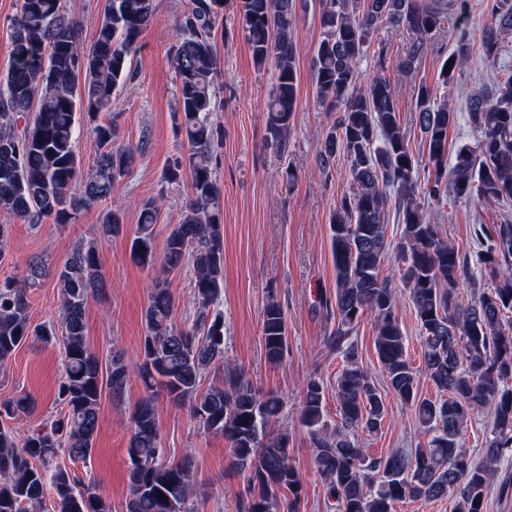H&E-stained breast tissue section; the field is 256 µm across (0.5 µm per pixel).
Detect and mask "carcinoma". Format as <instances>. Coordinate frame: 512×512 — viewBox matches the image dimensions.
Listing matches in <instances>:
<instances>
[{"label": "carcinoma", "instance_id": "obj_1", "mask_svg": "<svg viewBox=\"0 0 512 512\" xmlns=\"http://www.w3.org/2000/svg\"><path fill=\"white\" fill-rule=\"evenodd\" d=\"M231 3L259 69L272 66L275 83L266 103L271 145H286L297 100L295 0H188L180 17L186 36L176 45L179 80L176 113L186 152L165 171L175 184L188 173L191 196L178 224L155 248L160 201L138 204L139 222L131 257L150 267L157 259L170 271L192 269L194 324L179 328L167 280L157 279L144 311L140 361L130 365L116 349L106 372L85 336V308L105 287L97 248L80 246L60 270V328L64 347L58 396L66 412L33 430L19 443L0 425V512H28L54 491L53 512H112L77 471L53 465L59 453L72 461L90 458L103 390L122 394L137 378L147 395L135 406L127 448L126 512H194L196 483L190 457L172 459L158 425L159 397L186 405L205 431L229 442L233 464L247 476L244 512H300L302 484L292 463L290 435L274 429L284 406L276 392H260L242 372L225 365L224 316L212 309L224 288L222 188L214 169L222 142L216 111L217 51L214 30ZM323 29L313 59L316 94L338 112L318 151L328 167L343 155L350 187L333 210L329 227L336 269V329L325 338L328 350L345 358L335 393L341 426L325 424V386L318 374L304 386L299 422L308 430L315 465L336 512H396L398 503L446 500L451 512H483L485 496L499 466L512 460V223L480 226L488 286L465 300L460 279L470 271L468 257L444 240L427 221V201L477 197L512 201V75L466 95V108L478 132L474 144L457 147L448 162V130L455 113L437 93L420 85L416 120L431 173L420 179L416 158L397 110L389 79L374 76L358 84L357 61L383 23L410 31L414 39L399 68L411 71L456 0H319ZM491 23L480 52L493 62L501 35L512 30V0H491ZM154 12L153 0H105L96 40L78 41L77 23L62 0H20L12 20V53L0 72V215L30 224L51 218L68 224L84 209L112 196L115 183L137 163L140 151L114 143L115 128L100 123L93 132L102 145L95 164L83 170L76 152L82 114L93 119L112 109V99L131 72L138 38ZM470 53L465 35L448 56L442 84L457 83L456 70ZM402 225L397 242L388 238L389 210ZM123 231L117 209L103 214L100 236ZM401 261L421 333V368L440 396L419 393V369L407 357V339L397 314V289L382 275L389 251ZM25 286L0 280V366L30 336L56 337L53 327L31 324ZM365 317L373 322L374 347L394 396L414 411L432 433L426 448L372 456L351 431L381 430L385 399L359 365L349 337ZM265 354L273 364L288 356L287 323L280 302L267 300L261 321ZM224 367L218 386L200 390L212 365ZM493 408V426L477 458L462 448L471 415ZM165 497H159V493Z\"/></svg>", "mask_w": 512, "mask_h": 512}]
</instances>
